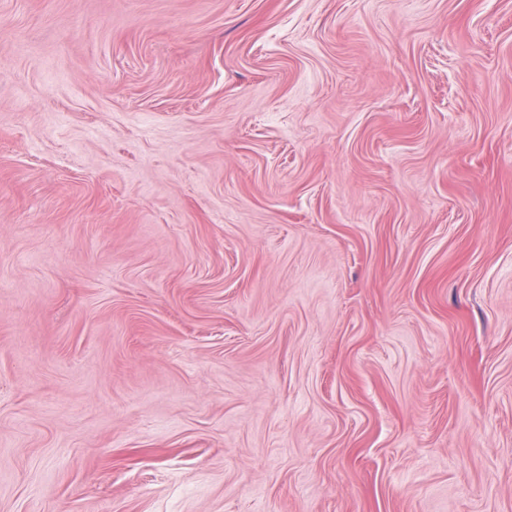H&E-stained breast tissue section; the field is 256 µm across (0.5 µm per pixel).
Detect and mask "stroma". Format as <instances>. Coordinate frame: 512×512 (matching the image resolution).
Here are the masks:
<instances>
[{
	"instance_id": "1",
	"label": "stroma",
	"mask_w": 512,
	"mask_h": 512,
	"mask_svg": "<svg viewBox=\"0 0 512 512\" xmlns=\"http://www.w3.org/2000/svg\"><path fill=\"white\" fill-rule=\"evenodd\" d=\"M0 512H512V0H0Z\"/></svg>"
}]
</instances>
